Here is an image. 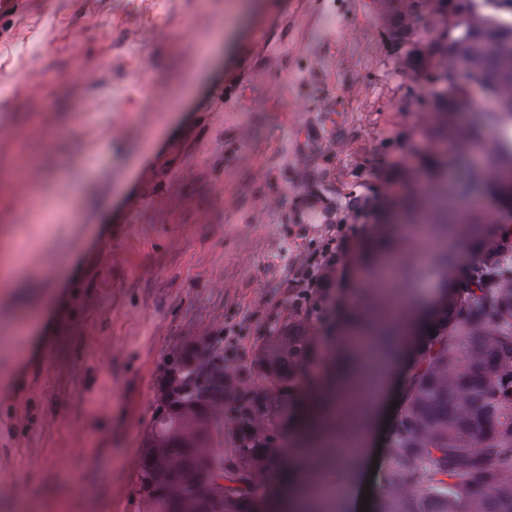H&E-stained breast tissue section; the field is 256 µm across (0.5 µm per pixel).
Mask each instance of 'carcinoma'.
<instances>
[{
    "label": "carcinoma",
    "instance_id": "carcinoma-1",
    "mask_svg": "<svg viewBox=\"0 0 512 512\" xmlns=\"http://www.w3.org/2000/svg\"><path fill=\"white\" fill-rule=\"evenodd\" d=\"M384 22L385 48L393 69L404 76L456 84L461 74L480 83L494 107L484 120L455 124L457 106L440 100L418 113V125L448 135L460 147H477L484 157L470 168L459 190L482 186L512 209V143L489 137L487 125L512 123V0H375ZM440 193L429 182L411 195L408 214L446 224ZM483 228L461 274L443 286L411 342L414 364L386 435L384 465L374 512H512V233L498 210L479 211L452 225L467 239ZM375 236L392 242L403 263L393 289L372 282L361 290L363 307L390 324L406 321L413 309L404 297L418 271L413 245L392 240L390 227L372 225ZM306 276L288 287V301L240 366L224 353V337H210V356L182 371L181 350L165 364L172 405L209 414L212 429H194L188 414L158 404L142 447L165 442L183 465L206 484L224 478L223 512H272L275 476L283 472L280 442L289 422L303 437L321 405L316 389L344 362L342 354L313 371L336 328L361 320L343 312L338 290L350 287L348 263L329 247L301 259ZM235 393L225 402L226 391ZM229 447H224V444ZM178 470L165 482L149 465L137 474L143 512H184Z\"/></svg>",
    "mask_w": 512,
    "mask_h": 512
}]
</instances>
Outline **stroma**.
I'll return each mask as SVG.
<instances>
[{"mask_svg": "<svg viewBox=\"0 0 512 512\" xmlns=\"http://www.w3.org/2000/svg\"><path fill=\"white\" fill-rule=\"evenodd\" d=\"M434 92L393 70L373 0L1 6L0 263L19 266L0 287V512H141L184 338L208 328L248 361L300 255L379 221L408 236L404 196L463 178L473 153L415 124ZM424 231L421 299L434 256L467 251Z\"/></svg>", "mask_w": 512, "mask_h": 512, "instance_id": "1", "label": "stroma"}]
</instances>
